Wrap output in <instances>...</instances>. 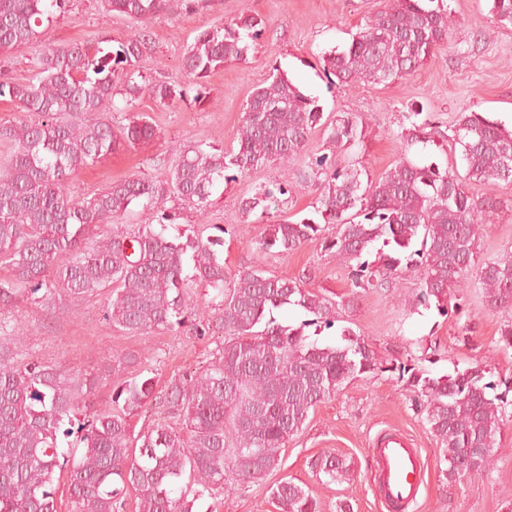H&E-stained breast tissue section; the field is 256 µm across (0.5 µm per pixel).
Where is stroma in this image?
Wrapping results in <instances>:
<instances>
[{
	"mask_svg": "<svg viewBox=\"0 0 512 512\" xmlns=\"http://www.w3.org/2000/svg\"><path fill=\"white\" fill-rule=\"evenodd\" d=\"M387 2L201 0L196 11L156 16L150 24L153 50L138 68L150 79L172 84L188 83L180 61L200 31L247 14L261 17L265 29L245 62L226 64L211 74L202 102L189 99L165 106L150 97L141 98L136 109L154 125V139L121 147L97 164L77 168L68 180L70 195L78 200L89 198L112 181L134 174L163 180L168 165L184 146L202 136L216 146L230 147L250 93L277 68L286 71L306 94L317 97L324 114L362 118L365 137L358 159L373 178L400 158L401 133L410 127L413 112L429 113L433 126L444 131L458 112L467 109L512 122V27L498 22L489 0H447L455 20L448 41L410 76L381 84H331L323 70L324 53L347 45L362 18L383 9ZM136 28L130 18L105 12L100 0H70L68 11L46 29L42 43L50 47L100 39L105 49L114 51ZM286 179V172L276 163L252 171L229 184L205 221L188 211L183 223L172 226L169 233L223 236L220 253L228 274H237L259 259L275 275L302 280L304 288L336 303L335 325L321 333V341H340L343 330H352L387 369L346 382L332 399L310 412L303 430L283 452L279 469L240 484L232 494L218 493L202 500L200 512H277L270 492L283 479L306 485L321 512H337L343 503L352 505L353 512H388L374 494L369 445L377 434L391 428L408 434L425 462L424 489L408 512H504L505 504L512 502V405L505 407L496 440L498 451L488 470L451 483L441 472L440 443L423 410L388 366L408 360L441 376L478 364L484 367L486 380L512 385V348L504 346L500 336L512 322V309L489 311L470 279L449 289L450 310L444 317L436 308L416 303L419 277L412 272L378 287H352L347 268L316 241L288 256L259 255L258 242L267 223L283 216L315 215L319 187L310 182L292 184L265 219L242 216L238 208L242 195ZM469 190L477 199L496 203L494 219L485 225L479 243V260L503 256L512 250V190L479 183ZM106 301L103 294L71 300L68 313L60 315L24 299L11 308H0V320L24 327L18 345L22 358L94 378L90 403L96 409L110 403L108 372L119 355L138 353L163 386L202 366L224 340L219 310L205 295L196 309L197 323L210 327L204 337L186 330L128 334L104 320ZM324 454L346 462L348 470L340 480L329 483L313 472L312 460Z\"/></svg>",
	"mask_w": 512,
	"mask_h": 512,
	"instance_id": "obj_1",
	"label": "stroma"
}]
</instances>
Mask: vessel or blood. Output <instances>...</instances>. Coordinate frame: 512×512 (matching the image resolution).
I'll return each instance as SVG.
<instances>
[{
  "instance_id": "obj_1",
  "label": "vessel or blood",
  "mask_w": 512,
  "mask_h": 512,
  "mask_svg": "<svg viewBox=\"0 0 512 512\" xmlns=\"http://www.w3.org/2000/svg\"><path fill=\"white\" fill-rule=\"evenodd\" d=\"M375 461V488L391 512H407L423 486L424 465L419 449L397 430L380 434L371 450Z\"/></svg>"
}]
</instances>
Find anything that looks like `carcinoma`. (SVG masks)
<instances>
[{
  "mask_svg": "<svg viewBox=\"0 0 512 512\" xmlns=\"http://www.w3.org/2000/svg\"><path fill=\"white\" fill-rule=\"evenodd\" d=\"M109 12L139 28L119 49L98 41L48 47L36 58V76L23 83L0 80L28 119L0 126L9 144L0 164V306L26 297L46 306L56 298H90L111 289L104 320L130 334L172 332L185 326L197 303L194 288L220 298L224 341L205 365L157 390L141 357L118 359L108 408L91 409L95 381L42 361H23L10 349L17 326L0 323V512H58L56 484L67 487L70 512H124L130 492L137 512H198L200 500L235 490L227 474L250 482L279 468L290 438L309 413L335 396L348 380L383 370L365 341L342 332L341 344L310 339L305 328L330 329L336 303L286 277L267 273L261 261L229 277L219 238L168 234L180 213L161 205L172 194L203 216L224 195V186L270 162L288 163L302 152L316 129L341 158L322 156L316 168L296 180L320 181L313 205L323 223L288 217L265 228L259 253L288 254L308 241L351 269L352 285L419 274L418 300L435 302L448 315V288L474 278L491 310L512 307V253L481 263L480 231L495 203L479 201L471 183L512 189V127L485 112H461L452 135L465 171L421 164L402 156L382 176L362 180L357 161L344 159L365 135L357 116L324 118L317 98L304 94L277 71L256 86L243 108L237 145L226 150L199 138L155 182L138 175L117 180L100 194L75 200L68 176L122 146L153 138L147 116L133 107L145 93L169 106L188 90L152 81L137 65L152 51L148 24L161 12H191L198 0H103ZM500 23L512 26V0H491ZM69 0H0V54L40 42L44 29ZM265 21L241 15L201 31L181 59L202 98L204 81L231 62H243ZM453 28L446 0H391L360 25L351 42L322 56L327 76L340 85L379 84L413 72ZM121 96L128 123L112 128L107 113ZM412 123L402 134L404 152L432 137ZM288 185L259 188L242 196L239 208L270 213ZM141 206L152 221L105 233ZM376 249L375 263L362 255ZM296 306L313 318L299 326L277 320L274 311ZM426 412L440 441L445 478L479 475L497 451L506 399L489 396L480 365L434 377L414 364L393 366ZM163 408L152 423L136 428L133 418L148 406ZM80 434L82 446L59 445V436ZM315 471L336 479L343 462L324 456ZM279 512H319L311 493L284 479L271 488Z\"/></svg>",
  "mask_w": 512,
  "mask_h": 512,
  "instance_id": "obj_1",
  "label": "carcinoma"
}]
</instances>
